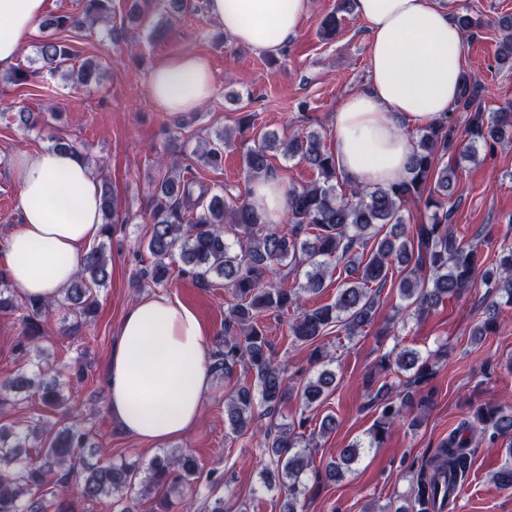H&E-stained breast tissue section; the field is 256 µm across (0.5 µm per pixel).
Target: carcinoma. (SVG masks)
<instances>
[{"label": "carcinoma", "instance_id": "1", "mask_svg": "<svg viewBox=\"0 0 512 512\" xmlns=\"http://www.w3.org/2000/svg\"><path fill=\"white\" fill-rule=\"evenodd\" d=\"M110 0H87L84 16L62 15L41 23L46 28L81 29L108 11ZM500 60L512 62V20L505 21ZM43 67L51 73L69 71L78 83H90L100 65L84 62L69 70L71 54L48 39L40 46ZM472 79L463 76L458 104L468 114L464 134L470 144L496 143L512 138V107L484 117L476 103ZM457 118L450 112L418 130L411 143L406 173L389 186L350 182L336 166L323 137L316 130L283 141L274 132L246 149V172L258 178L272 171L270 151L285 157L300 156L317 178L288 191L286 228L256 211L248 200L227 198L221 191L196 188V175L173 163L153 190V210L146 249L151 261L140 269L139 279L159 284L173 274L190 276L200 286L211 278L224 281L234 303L225 312L224 340L210 359L214 375L229 376L242 366L254 375L253 387L234 392L225 408L232 433L240 435L260 416L275 421L283 403L298 397L304 410L320 403L335 388V372L324 367L328 351L322 339L336 331L356 336L374 321L381 289L389 274L396 272V288L402 305L397 313L417 318L428 314L443 298L458 296L476 280L489 288L491 302L484 319L473 331L485 336L498 327L501 306H512V246L504 247L494 265L480 267L477 246L458 239L452 215L461 194L457 178L445 158L457 150ZM211 168L224 165V138L206 146L202 153ZM424 215L418 224L409 223L412 211ZM336 278L333 302L303 307L302 295L317 293L326 277ZM110 273L105 247L86 251L72 282L62 291L58 305L68 309L71 331H79L96 310L95 291L105 286ZM50 302L26 299L20 319L21 341L17 350L26 355L42 339L40 322ZM264 312L289 316L292 341L311 348L309 361L321 365L317 375L298 386L290 384L285 370L272 359V347L260 327ZM438 352L422 354L403 349L384 354L376 375L366 385L368 406L378 411L365 443H352L325 471L329 480L351 471L364 448H378L409 405L436 374ZM395 374L398 383L387 381ZM41 402L53 409L67 408L56 378L36 385ZM428 396L419 398L423 406ZM308 419L300 417L288 426L267 428L265 448L271 466L262 475L266 489L285 490L283 512H299L309 487L305 475L310 467L300 430ZM507 442L504 464L490 479L497 489H512V406L487 404L477 408L473 419L462 421L444 439L417 473L410 504L395 512H445L465 483L470 465L469 439L475 432ZM91 448L90 433L76 424L59 427L37 420L14 431L0 427V512H42L45 497L53 498L57 512H69L67 492L77 484L88 502L109 501L113 512H133L124 504L139 471L127 463L90 465L83 454ZM198 473L195 459L184 453L155 458L142 478L143 490L169 491L191 484ZM222 479L209 478L204 486L206 512H230L224 498L215 496Z\"/></svg>", "mask_w": 512, "mask_h": 512}]
</instances>
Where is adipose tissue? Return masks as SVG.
Listing matches in <instances>:
<instances>
[{
  "instance_id": "ef3b65f1",
  "label": "adipose tissue",
  "mask_w": 512,
  "mask_h": 512,
  "mask_svg": "<svg viewBox=\"0 0 512 512\" xmlns=\"http://www.w3.org/2000/svg\"><path fill=\"white\" fill-rule=\"evenodd\" d=\"M370 38V82L336 111L332 151L357 184L387 185L406 171L407 124L428 125L458 98L461 30L436 0H352ZM47 0H0V70L32 37ZM309 12V0H208L210 17L238 46L280 54ZM153 100L188 111L213 92L207 62L170 58L151 73ZM24 222L5 241L8 277L25 298L55 299L72 281L84 249L103 233L101 190L89 162L69 150L21 152L10 164ZM287 184L269 174L249 184V202L278 220ZM104 378L113 421L138 441L160 443L199 425L211 388L205 330L197 313L166 296L130 305Z\"/></svg>"
}]
</instances>
